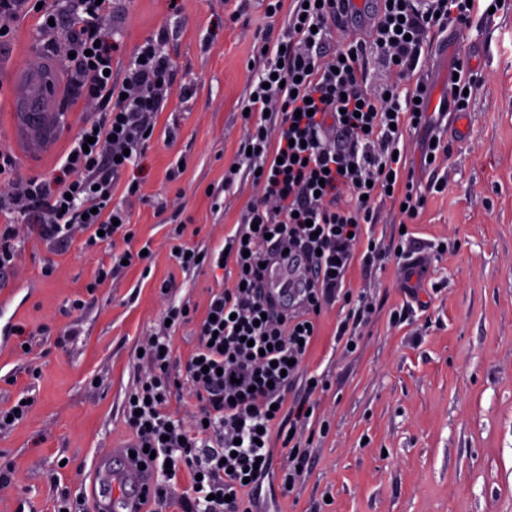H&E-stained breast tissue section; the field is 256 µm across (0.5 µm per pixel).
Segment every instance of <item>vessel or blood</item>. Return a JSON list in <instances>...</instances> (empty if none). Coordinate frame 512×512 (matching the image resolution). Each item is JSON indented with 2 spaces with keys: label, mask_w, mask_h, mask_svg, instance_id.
<instances>
[{
  "label": "vessel or blood",
  "mask_w": 512,
  "mask_h": 512,
  "mask_svg": "<svg viewBox=\"0 0 512 512\" xmlns=\"http://www.w3.org/2000/svg\"><path fill=\"white\" fill-rule=\"evenodd\" d=\"M380 5V0H350L342 31L362 35L371 32ZM27 103V98H20L17 122L29 146L38 150L45 145L57 116L44 112L38 123H28ZM308 277L309 272L302 261L278 250L261 284V291L275 308L284 309L299 300L301 288ZM111 454L119 460L120 466L110 472L100 471L97 512H143V500L151 493L156 481L153 465L148 464L143 455H130L125 446L112 449Z\"/></svg>",
  "instance_id": "1"
}]
</instances>
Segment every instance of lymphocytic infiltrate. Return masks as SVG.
I'll list each match as a JSON object with an SVG mask.
<instances>
[{"label": "lymphocytic infiltrate", "mask_w": 512, "mask_h": 512, "mask_svg": "<svg viewBox=\"0 0 512 512\" xmlns=\"http://www.w3.org/2000/svg\"><path fill=\"white\" fill-rule=\"evenodd\" d=\"M337 0H268L265 13L285 14L277 39L264 41L265 67L251 81L249 127L238 149L242 172L225 171L222 191L237 178L256 191L235 232L218 252L179 247L182 271L200 263L225 268L222 288L211 292L199 325L198 345L175 376L172 335L187 322L184 306L167 303V325L147 338L141 361L146 375L125 398L123 416L135 447L154 451L158 479L149 500L166 512L174 485L187 474L185 512H253L254 487L274 471V442L288 451L283 494L304 476L301 433L309 422L329 423L319 412L326 375L304 372L326 305L339 302L345 315L336 344L351 352L359 326L375 311L366 289L347 284L353 264L374 269L387 252L374 225L379 203L414 217L424 197L400 150L405 130L434 121L424 82L393 85L375 95L366 86L364 61L377 56L403 77L413 76L428 57V38L462 25L468 0H393L382 7L369 40H348L328 60L319 49L338 27ZM38 12L51 46L66 53L75 97L101 102L103 111L83 124L62 163L65 179L7 180L10 156L0 157V268L16 266L28 219L48 241L86 234L87 244L131 242L127 214L112 206L122 174L143 154L156 117L172 94V65L162 38L139 44L121 78L108 75L114 47L106 21L112 0H54L34 9L31 0H0V31L20 15ZM303 257L316 276L297 309L276 313L256 294L267 237ZM302 383L303 399L287 402L286 391ZM196 398L190 420L169 411L179 390ZM255 470L246 478L247 470Z\"/></svg>", "instance_id": "obj_1"}]
</instances>
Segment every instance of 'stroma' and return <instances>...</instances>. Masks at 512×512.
<instances>
[{
  "label": "stroma",
  "mask_w": 512,
  "mask_h": 512,
  "mask_svg": "<svg viewBox=\"0 0 512 512\" xmlns=\"http://www.w3.org/2000/svg\"><path fill=\"white\" fill-rule=\"evenodd\" d=\"M270 27L261 0H114V74L145 39L164 36L174 95L125 174L140 183L139 195L120 186L112 199L134 240L89 248L81 234L50 245L33 233L18 266L0 269V327L23 331L0 335V409L32 400L21 421L0 430V467L12 470L0 512H54L61 489L88 492L95 461L131 442L123 403L143 373L140 345L159 325L163 281L172 283L170 300L194 315L173 337L177 360L195 349V320L222 274L183 272L168 233L182 224L185 243L221 245L253 193L246 184L208 195L237 158L239 106L263 66L258 48ZM36 28V15L21 16L0 38V151L12 154L16 177L56 179L71 140L102 107L72 103L68 70ZM460 62L478 76L467 128L440 114L433 127L406 134L425 206L407 221L381 204L375 226L389 238L406 224L402 246L419 265L410 273L394 262L378 273L352 267L351 287H371L377 303L361 346L335 350L332 308L307 358L308 370L329 374L321 409L330 430L308 448L294 495L271 478L256 512H512V0L432 35L424 73L441 97ZM36 69L51 72L47 107L60 115L41 154L16 122L19 79ZM434 138L448 144V161L436 168L423 164ZM146 245L150 260L112 270L88 290L110 268L112 250ZM48 262L54 272L46 277ZM71 327L77 337L59 344Z\"/></svg>",
  "instance_id": "35a3bbf8"
}]
</instances>
